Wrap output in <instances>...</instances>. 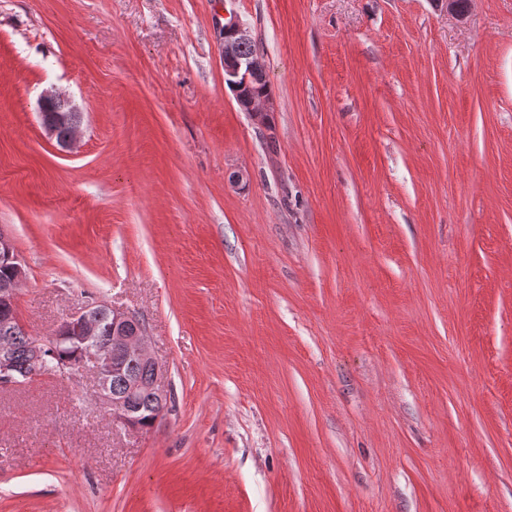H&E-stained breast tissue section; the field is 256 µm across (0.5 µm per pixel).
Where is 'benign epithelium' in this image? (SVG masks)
<instances>
[{
    "instance_id": "1",
    "label": "benign epithelium",
    "mask_w": 512,
    "mask_h": 512,
    "mask_svg": "<svg viewBox=\"0 0 512 512\" xmlns=\"http://www.w3.org/2000/svg\"><path fill=\"white\" fill-rule=\"evenodd\" d=\"M222 35L224 58V80L231 86L243 90L252 83L267 78L264 61L259 51L249 56L238 54L237 47L241 42L253 41L251 33L238 16L232 12H224V25L219 27ZM274 111L272 99H253L247 103V112L264 137H272L273 128L268 116ZM5 261L14 269L15 276L11 287L0 289V296L16 297L19 286L26 278L24 264L15 250L12 239L0 232V261ZM112 315V345L99 343V328L92 308L77 311L68 318L65 329L68 330L64 339L79 347L80 357L76 364L62 371L86 370L91 373L98 398L112 409L116 416L131 429L138 428V418L131 408L129 400L110 394L109 384L112 377L123 373L124 365L119 357L118 349L123 348L133 353L149 370V389L159 398L167 396L162 384V372L154 359L148 344V336L142 323L133 316L115 308H107ZM47 344L37 340L29 345L28 364L33 368L28 381L40 377L39 367L46 363ZM17 369L9 347L0 341V379L9 380Z\"/></svg>"
}]
</instances>
